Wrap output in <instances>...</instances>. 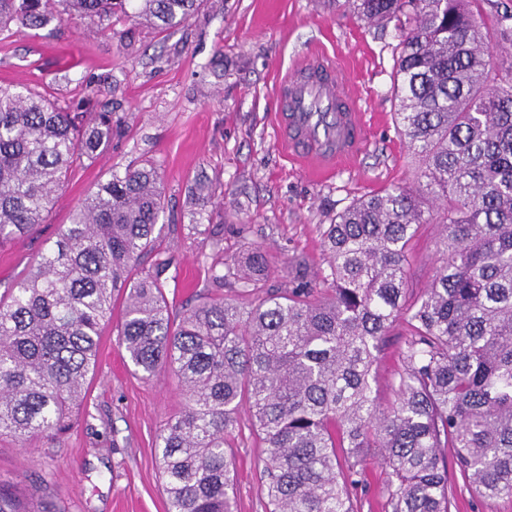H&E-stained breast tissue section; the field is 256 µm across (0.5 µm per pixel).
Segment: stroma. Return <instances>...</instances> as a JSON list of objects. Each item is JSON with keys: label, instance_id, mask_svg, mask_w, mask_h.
Masks as SVG:
<instances>
[{"label": "stroma", "instance_id": "1", "mask_svg": "<svg viewBox=\"0 0 512 512\" xmlns=\"http://www.w3.org/2000/svg\"><path fill=\"white\" fill-rule=\"evenodd\" d=\"M399 42L394 25L361 21L334 0H203L188 22L165 32L121 19L102 33L74 18L0 38V83L27 85L72 112L89 99L90 111L111 112L113 121L107 149L74 165L43 223L0 247V292L35 265L99 181L136 158L157 166L165 195L155 250L140 268L170 257L173 317L211 295L238 297L234 281L216 286L208 269H226L254 245L272 261L262 291L284 290L297 277L318 281L327 268L321 226L358 199L411 183L419 167L395 122ZM316 50L349 65L367 101V145L324 180L288 159L275 124L281 79ZM439 248L438 225H422L411 242V294L430 283ZM122 317L115 302L87 401L67 434L25 444L0 438V488L20 503L54 512H166L155 442L184 397L172 373L132 372L117 340ZM406 339L399 323L382 346L374 382L382 405L395 399ZM230 445L236 512H269L260 492L265 448L248 406L238 410ZM365 455V480L350 494L361 512H385L387 469L376 449Z\"/></svg>", "mask_w": 512, "mask_h": 512}]
</instances>
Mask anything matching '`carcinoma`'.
<instances>
[{
	"label": "carcinoma",
	"instance_id": "cac0c4a2",
	"mask_svg": "<svg viewBox=\"0 0 512 512\" xmlns=\"http://www.w3.org/2000/svg\"><path fill=\"white\" fill-rule=\"evenodd\" d=\"M481 0H346L400 32L397 122L421 160L414 181L356 201L325 227L329 273L244 304L206 298L171 318L168 257L144 277L164 210L157 168L109 173L39 262L0 295V437L58 438L82 405L102 329L123 298L119 345L145 378L168 370L185 404L156 439L167 512H233L224 448L247 402L266 444L270 512H358L364 449L388 468L390 512H451L441 451L479 497H512V12L492 34ZM201 0H0V34L121 14L167 31ZM112 139V113L85 120L26 86L0 84V245L42 223L75 163ZM440 225V265L412 296L408 245ZM256 290L258 248L227 274ZM408 331L396 399L381 407L374 370L385 336ZM0 512L28 509L0 492Z\"/></svg>",
	"mask_w": 512,
	"mask_h": 512
}]
</instances>
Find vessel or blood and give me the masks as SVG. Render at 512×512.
<instances>
[{
    "label": "vessel or blood",
    "mask_w": 512,
    "mask_h": 512,
    "mask_svg": "<svg viewBox=\"0 0 512 512\" xmlns=\"http://www.w3.org/2000/svg\"><path fill=\"white\" fill-rule=\"evenodd\" d=\"M280 90L279 141L293 159L327 175L365 146L361 100L324 54L298 60Z\"/></svg>",
    "instance_id": "b4317fda"
}]
</instances>
